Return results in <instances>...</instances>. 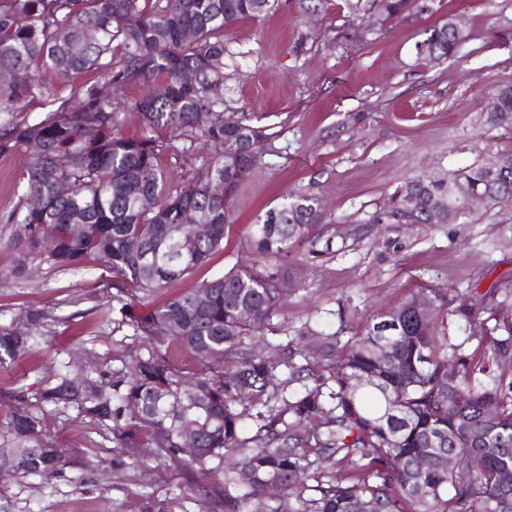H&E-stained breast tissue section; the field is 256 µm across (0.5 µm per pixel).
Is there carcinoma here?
Returning a JSON list of instances; mask_svg holds the SVG:
<instances>
[{
    "mask_svg": "<svg viewBox=\"0 0 512 512\" xmlns=\"http://www.w3.org/2000/svg\"><path fill=\"white\" fill-rule=\"evenodd\" d=\"M278 0H0V155L23 152V199L5 218L22 227L29 251L46 252L60 268L93 257L121 287L120 325L140 339L126 371L94 392L84 371H67L40 387L28 403L17 387L8 421L13 473L54 477L68 465L42 441L41 412L77 408L112 429L117 448H152L177 460L185 473L207 470L220 479L214 491L224 512H252L268 483L280 493L266 512H512L501 474L512 478V315L497 316L512 301L504 289L490 308L457 310L460 330L477 339L480 352L466 355L448 342V301L432 298L428 316L415 299L374 316L364 333L343 345L336 366L314 375L299 391L288 384L307 367L294 349L272 362L255 352L274 331L283 281L277 261L304 241L323 214L314 199L290 195L255 225L253 245L265 263L231 270L206 282L201 310L197 291L159 307L153 291L205 264L223 248L233 223L232 200L256 161L244 150L263 131L223 108L224 32L245 18L258 19ZM425 9L422 0H379L380 22ZM459 44L451 22L432 28L418 46L431 63L453 56ZM51 72L64 86L38 79ZM93 73L91 80L76 78ZM137 86L134 102L144 127L122 133L116 99ZM38 100L46 105L36 122L18 118ZM490 112L512 120V86L499 90ZM94 133L88 134V126ZM201 140L212 148L195 172L170 184L162 166L168 139ZM441 178L408 182L397 211L416 224L430 223L428 201L448 186L468 182L487 205L512 202V154ZM66 183L70 192L62 195ZM41 201L33 209L29 200ZM207 216L203 232L187 214ZM86 224L78 233L75 225ZM193 237L189 255L174 250L177 237ZM136 239L142 251L131 253ZM251 316L244 317L243 309ZM489 313L485 319L482 312ZM50 314L32 310L26 324L0 323V366L14 365L43 342L31 328ZM494 325H489V322ZM198 364L188 372L172 347ZM397 412L387 415L389 407ZM481 427L495 447L473 440ZM191 433L195 443L182 436ZM455 459L454 467L439 462Z\"/></svg>",
    "mask_w": 512,
    "mask_h": 512,
    "instance_id": "obj_1",
    "label": "carcinoma"
}]
</instances>
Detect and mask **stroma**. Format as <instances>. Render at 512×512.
<instances>
[{"label": "stroma", "mask_w": 512, "mask_h": 512, "mask_svg": "<svg viewBox=\"0 0 512 512\" xmlns=\"http://www.w3.org/2000/svg\"><path fill=\"white\" fill-rule=\"evenodd\" d=\"M357 0H328L322 12L280 0L276 10L239 21L224 36V112L263 127L260 161L232 203L224 248L156 292L153 303L198 288L229 270L257 268L251 246L265 211L291 193L316 199L324 213L313 242L293 243L280 267L282 329L261 352L302 348L335 358V342L362 332L373 315L410 297H448V336L472 352L457 329L458 306L512 288V203L474 205L455 224H414L393 198L408 182L429 179L512 152V124L491 122L487 104L512 85V0H425L362 32ZM462 20L468 40L435 65L417 54L429 29ZM24 154L0 156V215L21 193ZM114 278L93 262L61 269L28 252L19 225L0 223V322L37 309L49 337L19 365L0 368V392L36 391L71 368L92 382L122 369L128 328L104 321ZM43 439L70 465L56 478L0 475V512H143L154 500L168 512H219L207 493L215 480L182 479L174 461L150 449L119 455L109 429L77 410H47Z\"/></svg>", "instance_id": "35a3bbf8"}]
</instances>
